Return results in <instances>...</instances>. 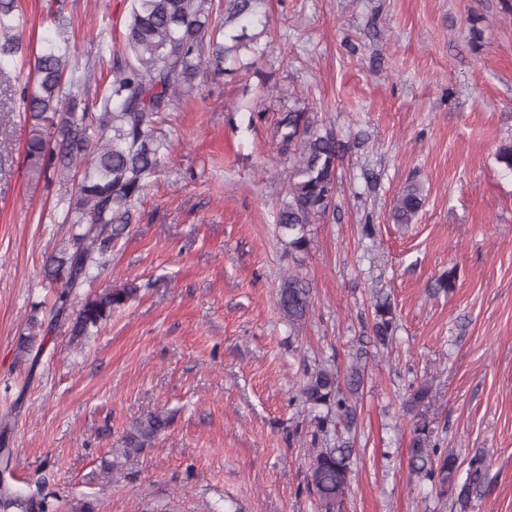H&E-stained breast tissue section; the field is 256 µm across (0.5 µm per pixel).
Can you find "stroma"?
<instances>
[{"label": "stroma", "mask_w": 512, "mask_h": 512, "mask_svg": "<svg viewBox=\"0 0 512 512\" xmlns=\"http://www.w3.org/2000/svg\"><path fill=\"white\" fill-rule=\"evenodd\" d=\"M26 65L55 16L78 64L110 77L131 0H16ZM254 74L227 73L165 113L170 151L136 221L90 269L73 305L107 287L137 297L99 330L55 316L50 258L70 249L72 187L26 162L20 82L0 80V446L10 482L58 512H319L307 489L308 369L365 367L343 512H455L411 477L416 420L460 463L489 468L474 512H512V0H262L247 22ZM347 147L336 209L307 252L276 232L288 163L272 143L289 100ZM425 202L390 218L409 183ZM375 227L366 236L364 225ZM455 272L450 292H433ZM312 303L290 325L288 273ZM397 331L363 346L375 290ZM36 331L37 356L19 352ZM429 395L409 404L420 386ZM171 426L121 476L103 464L150 412ZM311 288L298 274L284 278L277 293L278 308L292 325H300L307 317L311 303Z\"/></svg>", "instance_id": "1"}]
</instances>
